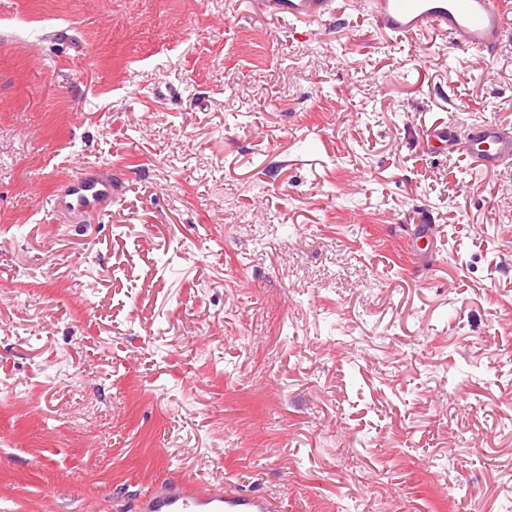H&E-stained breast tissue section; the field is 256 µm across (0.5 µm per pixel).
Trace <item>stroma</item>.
<instances>
[{"label": "stroma", "mask_w": 512, "mask_h": 512, "mask_svg": "<svg viewBox=\"0 0 512 512\" xmlns=\"http://www.w3.org/2000/svg\"><path fill=\"white\" fill-rule=\"evenodd\" d=\"M442 44L351 9L0 0V512H123L171 475L512 512V164L421 144L512 125V38ZM83 163L118 193L57 220ZM257 7L278 19L300 23L322 21L326 17L339 15L340 7L335 0H256ZM425 143L428 149L444 152L454 151L460 144L456 127L452 123H439L427 129L424 133Z\"/></svg>", "instance_id": "35a3bbf8"}]
</instances>
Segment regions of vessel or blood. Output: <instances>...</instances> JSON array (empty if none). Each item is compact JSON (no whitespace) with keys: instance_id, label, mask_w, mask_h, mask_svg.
<instances>
[{"instance_id":"1","label":"vessel or blood","mask_w":512,"mask_h":512,"mask_svg":"<svg viewBox=\"0 0 512 512\" xmlns=\"http://www.w3.org/2000/svg\"><path fill=\"white\" fill-rule=\"evenodd\" d=\"M259 9L282 20L320 21L338 14L336 0H256ZM373 26L395 38L411 40L427 33L447 39L449 47L483 54L512 36V0H355ZM427 148L464 147L476 167L490 171L512 162V126L474 125L466 142L456 127L440 123L424 133ZM117 186L111 169L87 166L62 180L44 200L51 215H98ZM133 512H284L281 499L248 493L229 485L205 486L169 478L134 499Z\"/></svg>"}]
</instances>
